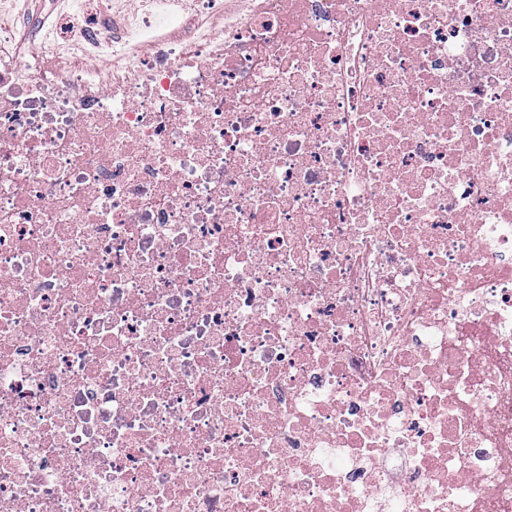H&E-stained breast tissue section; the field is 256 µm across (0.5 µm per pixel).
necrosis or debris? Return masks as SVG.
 <instances>
[{
  "label": "necrosis or debris",
  "mask_w": 512,
  "mask_h": 512,
  "mask_svg": "<svg viewBox=\"0 0 512 512\" xmlns=\"http://www.w3.org/2000/svg\"><path fill=\"white\" fill-rule=\"evenodd\" d=\"M32 4L0 512H512V0Z\"/></svg>",
  "instance_id": "necrosis-or-debris-1"
}]
</instances>
